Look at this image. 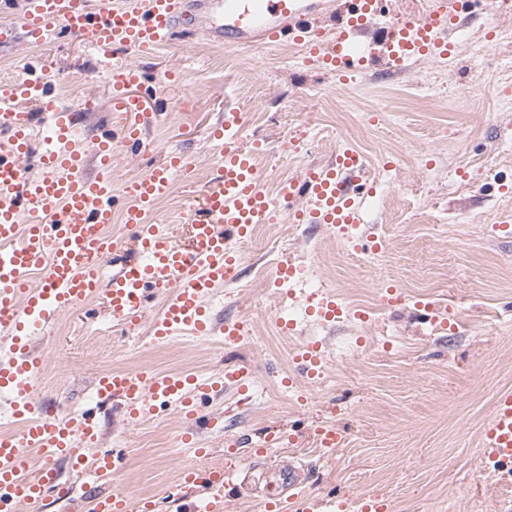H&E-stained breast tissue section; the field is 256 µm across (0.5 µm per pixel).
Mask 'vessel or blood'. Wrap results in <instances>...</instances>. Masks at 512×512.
Here are the masks:
<instances>
[{
    "label": "vessel or blood",
    "mask_w": 512,
    "mask_h": 512,
    "mask_svg": "<svg viewBox=\"0 0 512 512\" xmlns=\"http://www.w3.org/2000/svg\"><path fill=\"white\" fill-rule=\"evenodd\" d=\"M325 0H139L132 7H90L88 0H25L17 23L0 26V43L24 38L39 44L56 31L87 41L96 58L110 64L113 120L124 132L128 149L151 151L142 127L152 116L149 103L133 94L141 78L134 65H112L120 48L151 54L168 45L177 29L202 31L215 42L243 48L273 46L290 40L303 48L309 61L328 73H350L364 67L366 48L359 37L372 21H382L384 56L396 66L413 58L447 55L448 31L460 14L478 0H432L426 14L388 17L383 0H342L336 11V34L327 37L315 22ZM39 104L30 112L23 102ZM76 111L56 110L47 91L46 75L26 72L0 85V390L13 394L11 419L15 432L0 436V512H29L47 493L75 500L76 485L61 481L58 464L84 471L83 452L96 448L98 428L79 410L41 409L30 398L42 372L43 355L28 343L32 331L54 323L60 313L91 297L103 296L113 323L134 328L142 317L145 291L165 298L151 340L166 343L177 336L207 337L215 330L204 303L207 290L237 276L240 255L236 243L253 225L272 223L275 209L287 208L295 223L346 226L360 221L361 195L352 181L362 170L357 151L338 152L328 169L311 168L301 184H289L280 197L262 191L256 178L254 152L238 145L241 115L228 112L210 133L217 160L216 174L192 205L186 221L187 243L175 242L163 225L150 224L146 214L172 191L176 176H190L194 164L184 156L169 157L144 176L118 185L112 165V142L95 149L96 172L86 175V160L78 147ZM48 124L39 158L42 173L26 176L21 161L32 151L34 131ZM129 198L124 224L132 228V255L121 243L102 233L113 218L116 196ZM117 267L102 278L100 266ZM318 317H341L343 306L326 293L314 296ZM249 375L241 369L220 378L192 373L161 374L148 368L108 370L94 391L101 401L119 400L126 414L139 418L157 406L170 405L187 424L183 445L194 446L197 428L208 424L201 415V397L226 388L245 390ZM310 434L316 447L335 449L345 440L335 426L320 424ZM484 460L512 476V391L499 393L481 450ZM39 459L37 468L25 464ZM238 472L198 465L185 467L181 484L200 497L192 512H224V489ZM290 493L266 502L267 512H388L387 501L367 495L357 501L339 497L329 506L305 497L296 475H289ZM91 512H151V504L125 494L88 495Z\"/></svg>",
    "instance_id": "obj_1"
}]
</instances>
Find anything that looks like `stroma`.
I'll list each match as a JSON object with an SVG mask.
<instances>
[{
	"label": "stroma",
	"instance_id": "stroma-1",
	"mask_svg": "<svg viewBox=\"0 0 512 512\" xmlns=\"http://www.w3.org/2000/svg\"><path fill=\"white\" fill-rule=\"evenodd\" d=\"M452 39V57L422 56L400 72L378 58L344 78L322 71L287 41L235 49L196 31L178 33L149 56L121 51L115 64L139 66L145 89L161 100L160 114L144 130L155 145L150 157L127 153L112 137V91L84 43L60 33L40 47L0 45V81L47 56L53 97L74 109L93 98V111L80 118L87 174H94L95 147L107 137L122 184L170 152L193 160L192 179L177 181L149 216L178 243H186L184 217L214 174L207 129L230 110L242 115L241 146L266 141L267 157L256 164L264 191L330 165L345 146L365 156V176L376 187L362 201L355 231L356 241L379 242L375 266L334 228L294 224L285 214L255 226L236 279L206 299L215 324L247 321L251 341L177 337L153 344L160 297L125 336L113 333L99 296L33 336L46 362L32 400L90 410L101 447L123 459L99 492L153 499L157 512H183L179 473L199 461L179 441L185 423L175 408L132 420L120 403L95 405L93 385L103 371L219 376L243 367L252 383H268L275 394L260 399L226 389L206 405L221 426L198 431L206 466L240 472L224 512H264L269 492L281 488L291 467L321 501L338 491L353 500L385 496L392 512H512V484L480 458L496 395L512 389V233L505 231L512 226V192L505 190L512 185V12L487 7L461 19ZM284 258L296 272L283 308L254 272ZM391 284L404 295L394 308L382 298ZM315 289L335 294L348 316L321 322L306 315ZM417 297L452 313L456 332L419 323ZM280 317L293 320L292 331L279 329ZM310 341L323 354L314 379L295 374L294 357ZM318 424L343 430L342 447H307ZM291 433L300 442L294 451L282 443Z\"/></svg>",
	"mask_w": 512,
	"mask_h": 512
}]
</instances>
